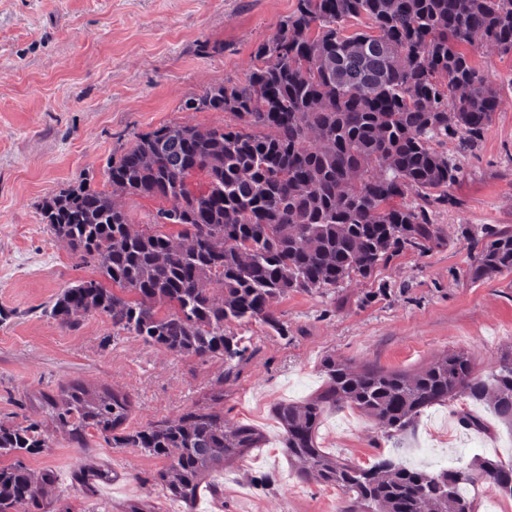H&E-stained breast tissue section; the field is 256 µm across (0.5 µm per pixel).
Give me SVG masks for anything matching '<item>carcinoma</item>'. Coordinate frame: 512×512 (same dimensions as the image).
<instances>
[{
    "mask_svg": "<svg viewBox=\"0 0 512 512\" xmlns=\"http://www.w3.org/2000/svg\"><path fill=\"white\" fill-rule=\"evenodd\" d=\"M362 15L368 30L347 32ZM476 36L512 54V0H296L276 35L258 45L262 65L246 84L213 85L182 105L231 113L242 127L165 125L107 163V184L166 202L153 225L130 231L126 211L88 174L43 199L41 223L101 274L65 289L51 316L75 327L98 310L148 344L220 358L222 386L249 350L227 324L260 321L279 331L275 299L323 294L370 277L407 249L430 251L442 240L430 207L461 171L433 143L463 132L475 144L500 103L498 88L471 61ZM411 191L421 203L406 207L400 200ZM167 225L180 227L186 247L172 245ZM468 273L512 274V231L492 233ZM322 371L320 394L279 403L273 414L288 462L340 490L343 512H476L463 489L478 482L512 498V467L491 458L433 471L388 457L356 467L316 442L324 409L336 403L405 432L424 410L460 394L488 404L512 430V353L487 378L473 375L462 353L411 375L355 372L331 356ZM37 401L78 445L94 429L112 434L114 448L164 460L153 480L187 505L205 486L219 494L207 485L210 472L261 440L252 426L224 424L222 389L208 405L147 429L127 425L133 399L121 388L70 383ZM45 447L38 423L0 421V457L12 460L0 466V512H50L41 487L53 475L24 463Z\"/></svg>",
    "mask_w": 512,
    "mask_h": 512,
    "instance_id": "1",
    "label": "carcinoma"
}]
</instances>
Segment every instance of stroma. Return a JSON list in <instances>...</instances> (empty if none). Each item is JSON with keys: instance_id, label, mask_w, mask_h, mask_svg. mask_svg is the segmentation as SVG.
Wrapping results in <instances>:
<instances>
[{"instance_id": "obj_1", "label": "stroma", "mask_w": 512, "mask_h": 512, "mask_svg": "<svg viewBox=\"0 0 512 512\" xmlns=\"http://www.w3.org/2000/svg\"><path fill=\"white\" fill-rule=\"evenodd\" d=\"M296 0H0V420L37 421L48 446L26 458L50 471L45 494L59 512H124L145 500L157 512H186L150 474L163 462L135 448H115L101 433L78 447L31 398L79 380L126 389L129 425L145 429L177 419L224 389V421L247 423L264 442L213 472L220 497L203 494L195 512H340L344 495L301 478L280 450L272 415L281 402H301L326 386L321 370L332 356L362 369L414 373L462 353L473 373H494L512 349V275L471 281L467 268L489 233L512 230V57L482 41L473 61L502 87V102L478 145L440 149L461 166L448 199L435 204L444 241L427 253L406 250L372 278L352 279L323 294L291 293L273 302L288 329L276 334L254 321L228 324L249 339L248 357L225 374L219 358L202 360L151 346L116 331L92 311L70 328L49 310L58 294L98 275L65 241L41 224V201L84 173L104 185L110 158L139 135L164 125L205 130L236 125L227 112H187L185 99L227 81L247 83L257 46L271 39ZM484 423L461 426V408ZM324 452L366 465L388 454L437 468L468 465L476 453L512 464V431L465 397L425 410L406 432L388 434L365 413L339 404L317 432ZM99 467L113 478L87 490L74 478ZM268 476L266 487L252 480Z\"/></svg>"}]
</instances>
